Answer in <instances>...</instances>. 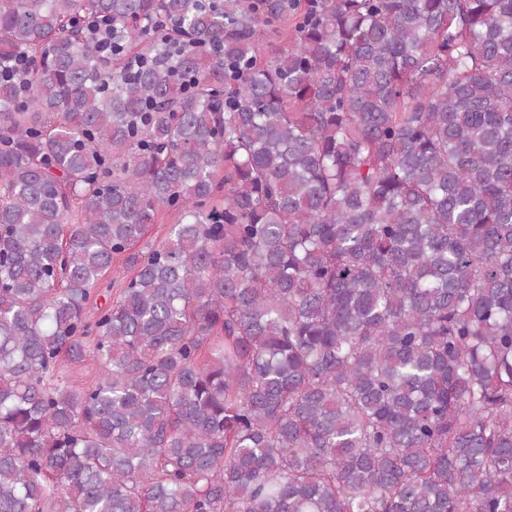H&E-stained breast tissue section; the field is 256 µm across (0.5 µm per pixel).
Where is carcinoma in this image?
I'll use <instances>...</instances> for the list:
<instances>
[{
	"instance_id": "obj_1",
	"label": "carcinoma",
	"mask_w": 512,
	"mask_h": 512,
	"mask_svg": "<svg viewBox=\"0 0 512 512\" xmlns=\"http://www.w3.org/2000/svg\"><path fill=\"white\" fill-rule=\"evenodd\" d=\"M16 58L0 512H512V0H0Z\"/></svg>"
}]
</instances>
